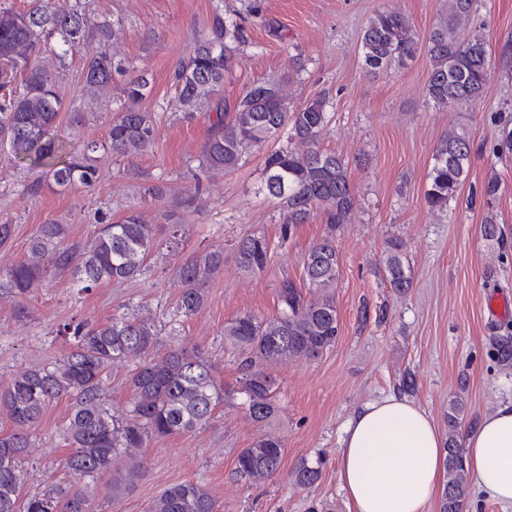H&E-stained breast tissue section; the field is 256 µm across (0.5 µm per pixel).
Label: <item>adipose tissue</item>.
<instances>
[{
  "label": "adipose tissue",
  "mask_w": 512,
  "mask_h": 512,
  "mask_svg": "<svg viewBox=\"0 0 512 512\" xmlns=\"http://www.w3.org/2000/svg\"><path fill=\"white\" fill-rule=\"evenodd\" d=\"M465 462L473 486L512 506V400L467 428ZM444 438L430 415L390 393L349 420L338 456L347 512H429L444 480Z\"/></svg>",
  "instance_id": "obj_1"
}]
</instances>
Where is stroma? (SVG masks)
I'll return each instance as SVG.
<instances>
[{
    "instance_id": "stroma-1",
    "label": "stroma",
    "mask_w": 512,
    "mask_h": 512,
    "mask_svg": "<svg viewBox=\"0 0 512 512\" xmlns=\"http://www.w3.org/2000/svg\"><path fill=\"white\" fill-rule=\"evenodd\" d=\"M218 5L245 18L236 64L224 78L226 105H234L250 82L279 76L298 61L304 68L285 89L291 106L328 95L331 120L322 144L345 161L358 198L343 230L331 232L325 215L315 210L306 223L284 232L286 212L259 191L266 154L287 144L281 135L253 149L237 169L211 178L201 209L184 214L182 238L170 242L163 213L173 197L193 187L209 133L204 117L183 120L172 75L192 55ZM87 9L94 20L119 27L112 50L129 73L151 79L142 107L155 115V143L128 160L101 156L96 189L64 194L45 188L29 195L28 187L42 180L40 170L0 154V222L14 226L12 241L0 246V272L23 260L39 225L58 221L68 226L67 244L90 242L98 209L117 219L137 208L145 223L159 225L160 246L142 276L87 294L77 293L70 277L50 279L29 294L26 321L18 320L14 298L0 296V387L15 373L64 355L69 346L56 334L63 324L104 323L122 315L154 321V357L176 345L198 347L219 379L235 385L246 356L225 344V323L244 311L274 314L280 284L301 282L303 257L322 238L333 237L340 261L336 344L318 359L273 367L279 414L271 425L222 406L205 428L151 439L136 451L145 469L129 491L114 498L109 479L98 484L97 512H147L161 490L186 480L204 485L220 512H346L337 458L344 428L362 404L399 391L408 375L414 380L408 398L444 431L453 397L465 399L471 424L512 398V368L501 365L494 350L497 337L512 334V311L498 315L489 308L492 301L512 298V156L496 155L503 129H512V0H475L462 29L487 43L490 94L448 108L428 97L426 54L377 74L362 59L363 32L377 11L405 15L424 36L447 20L448 0H89ZM81 70L76 54L58 71L66 111L85 116L80 130L64 120L59 133L101 139L121 110L123 80L115 78L110 96L97 102L82 95ZM452 129L468 133L475 152L457 199L447 211L434 212L424 199L427 173L437 145ZM493 172L500 174L501 187L489 199L482 185ZM152 183L166 186V199L143 195V186ZM491 214L501 229L492 239L482 234ZM252 233L270 244L267 265L256 274L239 268L235 252L237 241ZM393 235L405 241L411 270L412 286L403 296L383 284L384 246ZM211 246L223 247L224 271L210 282L206 305L183 317L176 269L188 254ZM138 364L130 358L104 373L114 414L124 412L132 397L129 379ZM72 404L68 396L52 401L34 426L23 495L70 483L63 428ZM270 429L285 442L281 469L246 484L236 474L237 456ZM303 461L323 464L314 486L293 480Z\"/></svg>"
}]
</instances>
